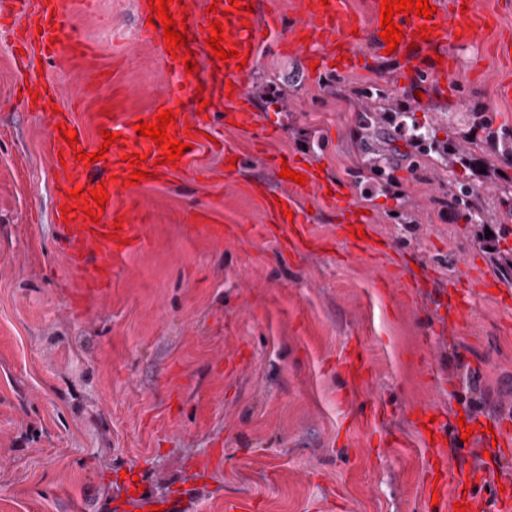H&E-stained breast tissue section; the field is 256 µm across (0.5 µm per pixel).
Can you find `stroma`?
I'll list each match as a JSON object with an SVG mask.
<instances>
[{
	"label": "stroma",
	"instance_id": "1",
	"mask_svg": "<svg viewBox=\"0 0 512 512\" xmlns=\"http://www.w3.org/2000/svg\"><path fill=\"white\" fill-rule=\"evenodd\" d=\"M497 2L473 0L497 22L457 48L447 87L370 48L356 72L310 74L305 52L282 44L301 18L298 0H254L258 15L279 14L281 30L264 37L244 84L251 126L229 129L214 116L223 149L201 151L205 177L117 196L144 245L95 296L58 242L59 173L21 82L61 86L91 137L112 102L120 121L145 119L170 75L138 38L136 0L77 11V33L96 51L71 71L48 59L21 67L0 28V512H119L127 468L156 499L188 491L194 512H227L230 502L236 512H420L435 449L414 421L431 411L448 428L473 429L472 470L512 474V447L477 436L512 419V307L474 288L468 312L437 326L456 278L512 288L501 277L512 261V159L481 125L487 116L512 135V100L498 95L512 64L497 54L512 39V11ZM371 112L380 121L368 133ZM401 112L463 163L451 170L422 156ZM268 125L277 135L264 142ZM277 151L351 191L379 255L347 243L319 198L302 205L321 249H287L267 233L273 218L240 186L289 193L267 162ZM380 157L388 190L366 177ZM457 179L477 189L486 225L449 204ZM208 207L239 234L217 242L198 232L195 216ZM356 357L365 365L357 381L346 366Z\"/></svg>",
	"mask_w": 512,
	"mask_h": 512
}]
</instances>
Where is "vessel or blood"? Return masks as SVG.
I'll return each mask as SVG.
<instances>
[{
	"label": "vessel or blood",
	"mask_w": 512,
	"mask_h": 512,
	"mask_svg": "<svg viewBox=\"0 0 512 512\" xmlns=\"http://www.w3.org/2000/svg\"><path fill=\"white\" fill-rule=\"evenodd\" d=\"M248 3L249 0H239L238 4L233 5L229 0H221L216 11L210 12L189 6L184 8L176 0H171L169 9L173 19L186 21L190 36L188 49L201 51L205 39L213 34L212 23L218 20L223 25V38L228 47L239 54H247V65L252 68L258 59L257 49L262 32L277 31L279 19L273 14L257 16L248 11ZM428 3L435 8L432 17L403 13L394 15V23L403 29V39L396 51L390 52L380 37L382 0H369V24L365 27L359 26L350 14L345 0H329L325 5L320 0H301L302 20L292 31L291 44L294 48H301V36H308L315 54L319 56L320 68L333 67L337 72L349 73L360 68L361 47L368 42L377 53L387 52L392 59L411 61L415 71L437 80H447L455 73L453 63L456 48L476 41L484 26L473 13L462 12L463 0H428ZM137 10L142 17L139 38L152 45L156 56L176 77L175 83L166 85L161 95L162 109L175 113L178 140L188 145L186 153L176 165L161 164L163 149L156 146L152 139L138 134L123 135L115 116L100 113L96 116L97 134L110 132L117 136L116 143L111 144L108 151H101L99 143L89 142L85 129L80 127L72 112L58 109L57 103L62 93L57 87L44 88L41 96L43 106L39 115L46 119L51 130L49 149L52 154L62 155L65 161L64 166L58 169L60 178L55 187L56 203L72 208L70 222L58 225L62 246L71 267L88 270L84 291L89 295L101 294L109 289L113 261L139 249L143 237L139 225L131 223L126 211L112 201L100 209L99 222L89 221L86 213L82 212V202L72 197V190L81 188L94 191L101 185L85 179L86 166L78 161L77 151L102 152L103 162L109 166L112 174L111 180L102 186L112 197L128 187L129 169L124 160L128 154H141L142 172L155 173L162 178L191 172L192 159L202 146L207 145V137L213 132L208 118L216 110L214 101L218 82L230 84L232 91L230 101L233 108L225 113V121L239 123L243 128L252 124V114L245 106L244 73L238 68L237 58L229 59L226 65L221 66L216 59L209 57L200 64L197 73H186L182 57L169 52L161 24H148V17L154 14L148 0H139ZM22 15L27 18L26 25L21 27L18 35L22 50L52 59L62 69L72 68L79 59L92 54V46L78 37L73 38L69 54L57 53L53 37L72 27L71 12L64 0H0V20ZM424 27L431 32L429 40L416 41V30ZM64 129L76 133L77 145H69L61 138L60 132ZM268 163L276 169L286 165L292 171L306 175L305 185L294 186L289 196L272 195L258 183L244 186L245 191L260 202L276 223L287 224L291 241L303 246L311 242L307 235L305 213L297 205L298 200L309 197L329 199L342 232H349L354 224L367 225L366 215L359 212L350 197L331 192L329 183L316 173L306 171L302 162L274 153L269 155ZM289 211L294 214L290 220L285 217ZM453 478L468 488L462 500L465 512H486L490 506L494 507L495 512H512V491L488 483L472 471L458 470Z\"/></svg>",
	"instance_id": "vessel-or-blood-1"
}]
</instances>
